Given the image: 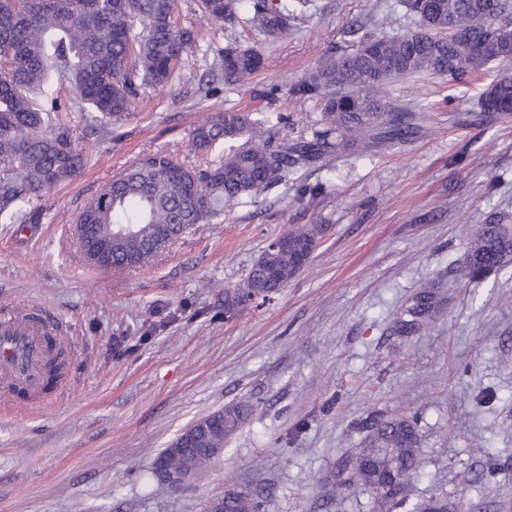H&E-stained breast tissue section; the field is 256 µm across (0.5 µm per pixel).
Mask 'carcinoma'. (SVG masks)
Instances as JSON below:
<instances>
[{
    "label": "carcinoma",
    "mask_w": 512,
    "mask_h": 512,
    "mask_svg": "<svg viewBox=\"0 0 512 512\" xmlns=\"http://www.w3.org/2000/svg\"><path fill=\"white\" fill-rule=\"evenodd\" d=\"M311 0H198L200 17L230 25L245 22L264 37L288 35ZM175 0H0V221L38 224L43 210L30 207L53 187L72 180L86 165L77 143L79 122L112 128L134 115L145 88L179 80L201 50L193 26L174 21ZM421 28L405 35L366 32L357 49L328 52L308 76L287 87V96L314 100L321 119L296 138L278 137L281 116L226 109L203 116L191 132L192 149L217 160L189 168L156 152L105 183L79 214L75 235L113 269L154 264L165 247L230 210L246 195L293 176L307 165H333L380 143L400 144L426 121L386 98V87L429 73L460 79L512 56V0H403ZM218 56L224 83L234 85L258 71L263 55L228 45ZM480 114L512 113V76L494 82L479 101ZM320 229L285 233L289 246L266 248L247 276L224 291V311L248 299L271 300L304 266ZM512 265V213H490L467 243L464 272L483 278ZM432 284L417 296L397 329L424 327ZM67 354L46 364V385L61 376ZM244 409L228 406L205 417L183 447L163 449L155 460L179 475L201 473L216 463L238 429ZM365 447L348 456L326 482L335 491L368 490L377 512L406 506L405 488L417 476L420 436L411 417L372 410L356 421ZM267 496L255 489H228L206 512H266Z\"/></svg>",
    "instance_id": "obj_1"
}]
</instances>
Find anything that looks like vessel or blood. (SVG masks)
Here are the masks:
<instances>
[{"label":"vessel or blood","instance_id":"obj_1","mask_svg":"<svg viewBox=\"0 0 512 512\" xmlns=\"http://www.w3.org/2000/svg\"><path fill=\"white\" fill-rule=\"evenodd\" d=\"M65 322L55 313L16 304L0 319V404L17 409L45 403L43 365L53 344L62 342Z\"/></svg>","mask_w":512,"mask_h":512}]
</instances>
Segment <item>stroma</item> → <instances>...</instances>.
Wrapping results in <instances>:
<instances>
[{
	"label": "stroma",
	"instance_id": "obj_1",
	"mask_svg": "<svg viewBox=\"0 0 512 512\" xmlns=\"http://www.w3.org/2000/svg\"><path fill=\"white\" fill-rule=\"evenodd\" d=\"M356 26L405 34L419 20L398 0H313L274 42L209 25L211 49L181 82L147 90L114 131L80 135L89 162L42 198L34 237L0 223V310L49 307L71 336L66 390L44 409H0V512H204L231 485L265 488L268 512H375L369 492L331 499L321 483L360 448L353 423L373 407L418 420L409 503L512 512V267L484 280L463 274L486 215L512 213V117L457 122L512 74V59L459 80L393 84L389 99L432 115L415 139L242 197L153 267L89 265L74 235L84 204L143 155L200 164L190 132L202 113H274L279 135L300 134L320 107L288 98L285 85L326 49H353ZM235 40L265 63L229 86L216 51ZM203 77L219 93H200ZM298 225L321 229L305 267L271 301L225 312V289ZM428 282L435 302L424 329L393 334L392 318ZM231 405L248 412L219 464L177 491L145 476L183 430Z\"/></svg>",
	"mask_w": 512,
	"mask_h": 512
}]
</instances>
